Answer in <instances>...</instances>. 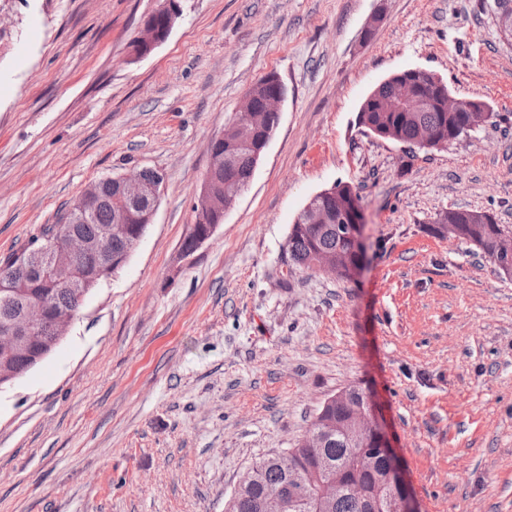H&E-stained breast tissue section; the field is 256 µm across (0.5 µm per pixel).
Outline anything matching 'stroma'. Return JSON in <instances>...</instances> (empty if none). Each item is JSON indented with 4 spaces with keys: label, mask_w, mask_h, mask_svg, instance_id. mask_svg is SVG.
<instances>
[{
    "label": "stroma",
    "mask_w": 512,
    "mask_h": 512,
    "mask_svg": "<svg viewBox=\"0 0 512 512\" xmlns=\"http://www.w3.org/2000/svg\"><path fill=\"white\" fill-rule=\"evenodd\" d=\"M160 4L0 0V258L99 178L164 176L127 262L0 389V512H224L351 385L377 403L419 512H512V280L427 231L456 207L512 225V41L486 0H184L135 57ZM407 68L496 124L415 152L358 127ZM269 73L279 124L182 256L208 145ZM339 181L364 205L354 283L288 260L294 220ZM182 0H164L161 7L146 16L133 41L134 54L142 57L164 43L182 16Z\"/></svg>",
    "instance_id": "1"
}]
</instances>
